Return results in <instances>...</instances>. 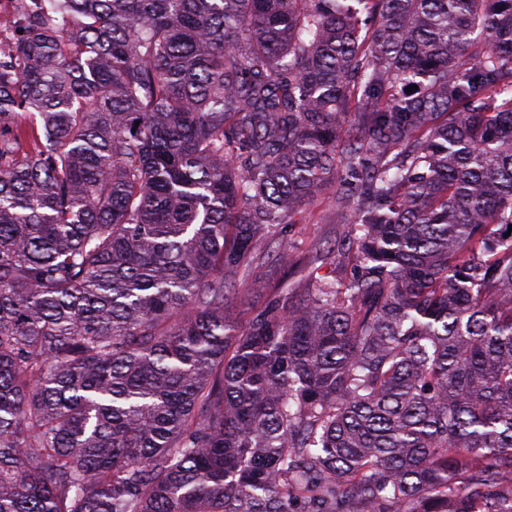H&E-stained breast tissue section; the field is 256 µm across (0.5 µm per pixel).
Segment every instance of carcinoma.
I'll return each mask as SVG.
<instances>
[{
    "label": "carcinoma",
    "instance_id": "carcinoma-1",
    "mask_svg": "<svg viewBox=\"0 0 512 512\" xmlns=\"http://www.w3.org/2000/svg\"><path fill=\"white\" fill-rule=\"evenodd\" d=\"M13 2L0 512H512V0ZM333 189L332 186L324 188L318 194L317 202L309 208L306 219L289 229L288 243L295 246L291 250L304 262L314 260L323 249L333 244L335 230L342 229L343 224H332L336 216L328 204Z\"/></svg>",
    "mask_w": 512,
    "mask_h": 512
}]
</instances>
